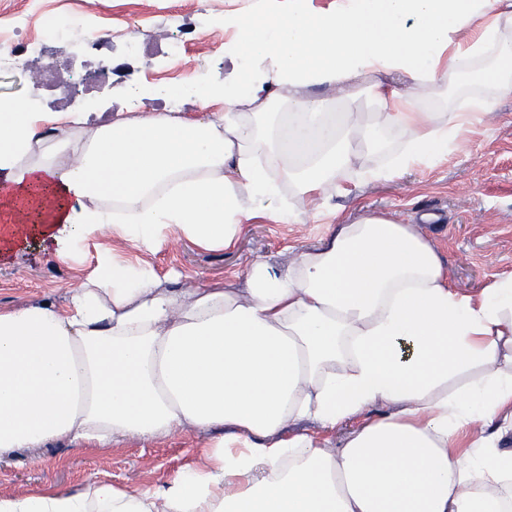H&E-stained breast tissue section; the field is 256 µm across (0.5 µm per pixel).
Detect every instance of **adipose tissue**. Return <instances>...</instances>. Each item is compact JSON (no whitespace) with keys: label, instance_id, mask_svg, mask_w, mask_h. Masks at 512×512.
Returning <instances> with one entry per match:
<instances>
[{"label":"adipose tissue","instance_id":"1","mask_svg":"<svg viewBox=\"0 0 512 512\" xmlns=\"http://www.w3.org/2000/svg\"><path fill=\"white\" fill-rule=\"evenodd\" d=\"M224 28L234 75L191 76L196 118L0 102V259L32 235L60 263L106 240L63 303L0 309V459L206 436L161 486L45 488L0 512H512V274L460 291L413 225L331 203L483 124L487 97L448 107L449 83L512 94V0H259ZM324 211L318 245L249 262L239 287H182L111 246L226 251L245 225ZM304 421L347 432L335 446Z\"/></svg>","mask_w":512,"mask_h":512}]
</instances>
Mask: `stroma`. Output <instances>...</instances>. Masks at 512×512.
Listing matches in <instances>:
<instances>
[{
  "label": "stroma",
  "mask_w": 512,
  "mask_h": 512,
  "mask_svg": "<svg viewBox=\"0 0 512 512\" xmlns=\"http://www.w3.org/2000/svg\"><path fill=\"white\" fill-rule=\"evenodd\" d=\"M225 0H0V27L15 30L29 53L22 67L0 57V99H21L45 112H92L98 122L129 114L130 93L141 98L143 112L169 111L159 85L179 86L202 71L220 81L234 65L215 52L224 41ZM82 15L88 34L70 38L65 50L70 68L49 74L45 64L56 47L40 38L44 18ZM140 37L139 54H127L119 34ZM183 37L189 48L181 60L167 55L170 38ZM112 69L111 80L75 95L65 86L71 69ZM354 203L345 218L363 215L415 225L444 254L448 276L468 291L488 279L512 272V95L496 99L493 116L447 159L386 183L352 188ZM325 230L307 217L299 224L248 225L227 251H204L174 240L149 261L159 272L181 273L184 284L239 282L252 260L290 261L317 245ZM95 246L87 244L77 261L60 264L40 241H29L14 260L0 262V308L50 299L63 302L69 285L94 265ZM203 437L183 433L145 441L129 437L109 448L74 449L54 445L24 450L0 461V495H19L52 487L67 490L94 479L136 488L161 485L181 466L198 460Z\"/></svg>",
  "instance_id": "stroma-1"
}]
</instances>
